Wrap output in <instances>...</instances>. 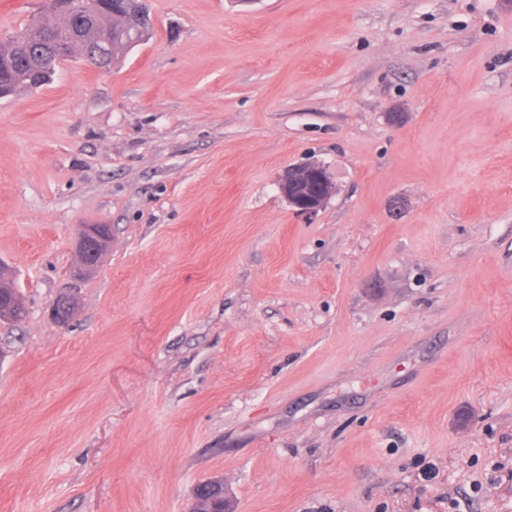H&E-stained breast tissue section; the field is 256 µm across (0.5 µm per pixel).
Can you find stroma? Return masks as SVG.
<instances>
[{"instance_id":"stroma-1","label":"stroma","mask_w":512,"mask_h":512,"mask_svg":"<svg viewBox=\"0 0 512 512\" xmlns=\"http://www.w3.org/2000/svg\"><path fill=\"white\" fill-rule=\"evenodd\" d=\"M147 7L0 98V512H512V0ZM278 185L289 205L309 218L317 215L336 190L327 168L316 162L289 167ZM102 229L110 231L108 227L103 224H98ZM100 227L96 226V224H86L83 226V230L89 234L91 239H93V246L91 249H87L84 253L86 254L85 258L81 259L80 266L76 269V274L78 276H84L89 274L94 267L98 263V259L102 250L108 245V239L106 238L105 232ZM1 265L5 273L4 279L0 277V322H19L26 316V308L18 291L11 287V280H5L8 267ZM191 512H233L224 489V482L219 478H209L197 484L192 492Z\"/></svg>"}]
</instances>
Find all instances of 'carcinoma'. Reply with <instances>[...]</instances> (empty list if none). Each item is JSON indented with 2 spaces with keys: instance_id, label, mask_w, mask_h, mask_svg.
<instances>
[{
  "instance_id": "cac0c4a2",
  "label": "carcinoma",
  "mask_w": 512,
  "mask_h": 512,
  "mask_svg": "<svg viewBox=\"0 0 512 512\" xmlns=\"http://www.w3.org/2000/svg\"><path fill=\"white\" fill-rule=\"evenodd\" d=\"M125 0H112V10H104L82 0L79 13L60 16L48 13L39 25H25L0 39V88L13 93L19 88L49 82L54 65L52 41H63L71 56L110 47L111 63H116L131 47L129 32L139 23L129 16ZM26 316L25 305L11 282L0 277V322L15 323Z\"/></svg>"
}]
</instances>
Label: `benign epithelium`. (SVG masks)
Listing matches in <instances>:
<instances>
[{
	"label": "benign epithelium",
	"mask_w": 512,
	"mask_h": 512,
	"mask_svg": "<svg viewBox=\"0 0 512 512\" xmlns=\"http://www.w3.org/2000/svg\"><path fill=\"white\" fill-rule=\"evenodd\" d=\"M280 192L289 205L299 214L312 218L324 207L335 193V184L327 168L316 162H307L289 167L278 182ZM93 239L92 248L85 251L76 274H89L98 263L102 250L108 245L105 232L94 224L83 226ZM191 512H233L219 478H209L197 484L192 492Z\"/></svg>",
	"instance_id": "obj_1"
}]
</instances>
